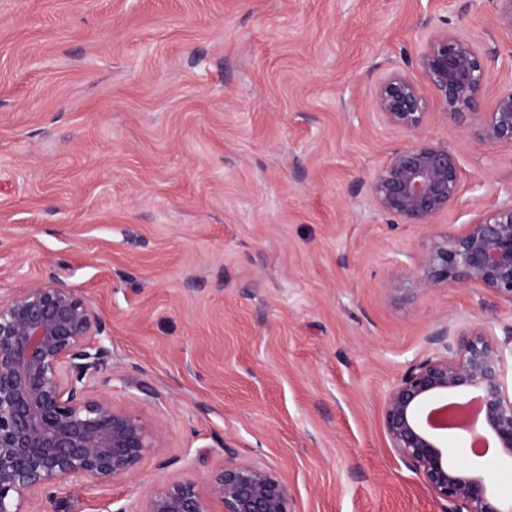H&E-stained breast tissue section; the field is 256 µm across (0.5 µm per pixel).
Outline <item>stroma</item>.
<instances>
[{"label": "stroma", "instance_id": "1", "mask_svg": "<svg viewBox=\"0 0 512 512\" xmlns=\"http://www.w3.org/2000/svg\"><path fill=\"white\" fill-rule=\"evenodd\" d=\"M512 54L491 0H0V292L56 275L106 323L105 391L161 432L134 481L80 482L50 512L205 485L229 460L292 487L291 512H442L389 446L383 398L440 322L507 351L512 299L390 293L426 239L371 179L405 137L378 118L393 69L421 80L441 31ZM420 137L462 166V229L512 196V150ZM512 498V463L448 437Z\"/></svg>", "mask_w": 512, "mask_h": 512}]
</instances>
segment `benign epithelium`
I'll return each mask as SVG.
<instances>
[{"mask_svg": "<svg viewBox=\"0 0 512 512\" xmlns=\"http://www.w3.org/2000/svg\"><path fill=\"white\" fill-rule=\"evenodd\" d=\"M445 119L480 142L512 148V83L493 108L479 111L490 72H512V55L481 52L444 32L420 57ZM383 123L408 137L368 185L376 210L428 236L415 268L390 279L393 293L476 285L512 298V199L478 212L457 232H432L437 216L460 202L457 154L419 139L426 120L420 87L398 71L375 88ZM105 323L86 298L58 278L0 295V512H42L72 484L109 486L135 478L147 455L163 447L160 431L136 411L116 405L98 385L110 350ZM412 364L386 393L383 422L391 448L443 512H512L477 469L448 458V432L492 443L512 461V395L505 361L484 327L448 341ZM288 481L248 462L231 461L200 491L191 478L155 485L134 512H290ZM221 506L216 511L213 506Z\"/></svg>", "mask_w": 512, "mask_h": 512, "instance_id": "7a95c632", "label": "benign epithelium"}]
</instances>
